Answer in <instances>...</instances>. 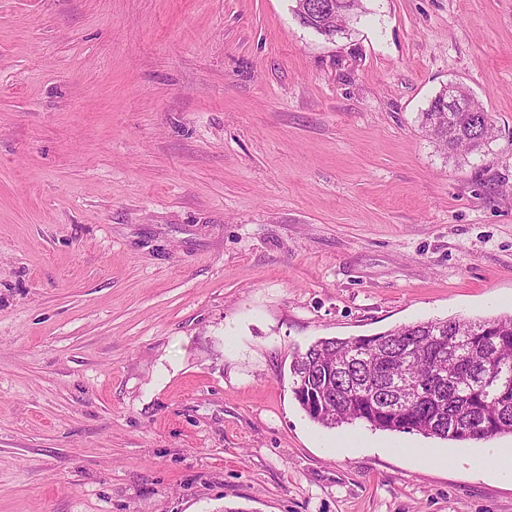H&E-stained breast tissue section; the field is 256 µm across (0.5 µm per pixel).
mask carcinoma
<instances>
[{"label":"carcinoma","mask_w":512,"mask_h":512,"mask_svg":"<svg viewBox=\"0 0 512 512\" xmlns=\"http://www.w3.org/2000/svg\"><path fill=\"white\" fill-rule=\"evenodd\" d=\"M295 0L299 23L332 40L364 11L362 0ZM438 93L419 113L421 128L445 154L478 152L493 136L490 113L472 99L470 112L440 108ZM290 370L310 393L295 398L318 424L359 421L375 430L480 441L512 435V314L435 319L375 336L322 338L293 359Z\"/></svg>","instance_id":"1"}]
</instances>
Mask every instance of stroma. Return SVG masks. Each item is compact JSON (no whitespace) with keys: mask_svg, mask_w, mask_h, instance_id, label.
<instances>
[{"mask_svg":"<svg viewBox=\"0 0 512 512\" xmlns=\"http://www.w3.org/2000/svg\"><path fill=\"white\" fill-rule=\"evenodd\" d=\"M293 7L0 0V512H512V435L328 429L289 370L512 313V0ZM451 82L463 158L418 122ZM333 1H338V3L336 11L332 14L315 6V4L324 2L322 0H295L296 5L293 11L303 27L312 29L317 34L332 40L338 35H347L349 24L353 18L361 12H365L362 0ZM324 3L326 10L334 8L332 0ZM448 91L457 96L467 112H448L440 108L442 97L448 92L442 90L434 96L427 109L419 113L421 128L433 138L445 154L463 156L481 151L493 136L492 118L483 105L471 98L469 102L458 95L455 86ZM477 466L486 473L512 481V449L487 448L477 460Z\"/></svg>","mask_w":512,"mask_h":512,"instance_id":"35a3bbf8","label":"stroma"}]
</instances>
